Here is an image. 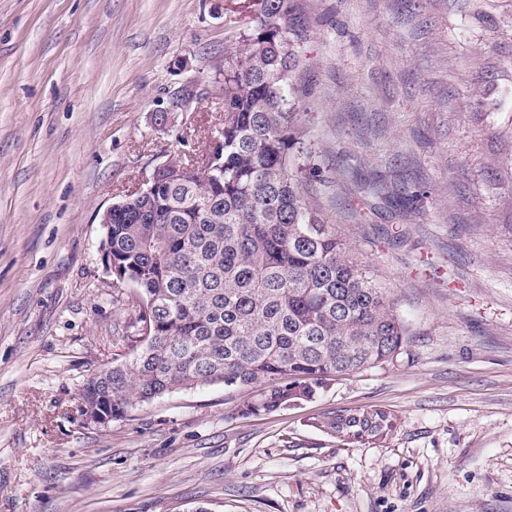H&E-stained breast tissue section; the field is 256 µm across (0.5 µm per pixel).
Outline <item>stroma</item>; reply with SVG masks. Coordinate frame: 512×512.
<instances>
[{
	"instance_id": "35a3bbf8",
	"label": "stroma",
	"mask_w": 512,
	"mask_h": 512,
	"mask_svg": "<svg viewBox=\"0 0 512 512\" xmlns=\"http://www.w3.org/2000/svg\"><path fill=\"white\" fill-rule=\"evenodd\" d=\"M238 3L0 0V512H512V0H296L317 203L408 322L396 360L266 415L211 385L85 423L139 310L100 216L208 143ZM354 406L395 429L316 428ZM317 428L349 443H375L384 440L395 426L394 418L385 410L342 408L321 416Z\"/></svg>"
}]
</instances>
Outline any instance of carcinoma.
I'll return each mask as SVG.
<instances>
[{"label": "carcinoma", "instance_id": "obj_1", "mask_svg": "<svg viewBox=\"0 0 512 512\" xmlns=\"http://www.w3.org/2000/svg\"><path fill=\"white\" fill-rule=\"evenodd\" d=\"M224 63V150L208 168L168 169L149 196L112 211L116 284L136 289L138 340L112 378L81 390L110 401L112 419L197 386L266 382L244 404L271 413L310 401L331 378L396 358L409 330L307 187L322 182L308 113L293 94L307 23L294 0H245ZM317 428L349 443L385 439V410L342 408Z\"/></svg>", "mask_w": 512, "mask_h": 512}]
</instances>
